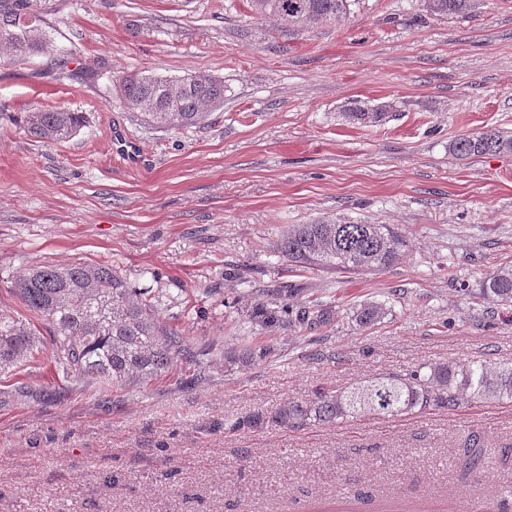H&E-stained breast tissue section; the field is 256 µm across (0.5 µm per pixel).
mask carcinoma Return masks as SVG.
I'll use <instances>...</instances> for the list:
<instances>
[{
	"mask_svg": "<svg viewBox=\"0 0 512 512\" xmlns=\"http://www.w3.org/2000/svg\"><path fill=\"white\" fill-rule=\"evenodd\" d=\"M36 0H0V49L24 60L43 52L46 33L29 24ZM471 0H422L435 14L465 12ZM259 18L280 19L294 29L334 21L347 13L349 0H247ZM177 93H169L171 85ZM124 105L158 128L178 130L205 122L207 109L224 103V80L198 73L167 77L143 72L115 79ZM79 112L65 109L29 111L21 126L46 144L71 138L82 126ZM457 159L512 152V135L488 130L461 135L448 145ZM405 240L383 224H338L316 219L292 224L275 242L274 251L299 267L368 274L389 269L402 256ZM23 306L52 328L54 363L64 378L98 377L114 385L151 378L170 367L186 349L183 336L160 320L157 306L141 290L104 264L40 265L16 285ZM478 295L512 305V268H502L481 281ZM386 314L383 304L368 301L354 311L355 322L369 326ZM37 345L31 323L0 316V373L8 372ZM512 402V363L491 367L476 360L435 362L404 375L387 374L343 390L320 392L308 401H290L262 409L235 423L238 429L269 426L300 428L364 415L395 418L430 406L451 408L465 401ZM481 438L468 437L459 449L461 475L482 461ZM512 485L478 505V512H509Z\"/></svg>",
	"mask_w": 512,
	"mask_h": 512,
	"instance_id": "1",
	"label": "carcinoma"
}]
</instances>
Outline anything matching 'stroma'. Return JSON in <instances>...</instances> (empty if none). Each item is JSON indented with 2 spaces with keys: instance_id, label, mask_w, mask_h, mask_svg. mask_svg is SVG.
Instances as JSON below:
<instances>
[{
  "instance_id": "obj_1",
  "label": "stroma",
  "mask_w": 512,
  "mask_h": 512,
  "mask_svg": "<svg viewBox=\"0 0 512 512\" xmlns=\"http://www.w3.org/2000/svg\"><path fill=\"white\" fill-rule=\"evenodd\" d=\"M474 3L437 16L351 0L290 31L246 0H39L47 51L0 58V314L28 319L14 285L29 268L104 263L147 289L189 352L120 386L62 379L36 321L38 347L0 374V512H312L358 493L360 512H458L512 483L509 402L234 428L425 362H512V307L476 293L512 267V154L448 152L466 132L512 131V0ZM122 71L217 76L224 103L157 128L120 103ZM356 107L385 117L351 122ZM56 108L84 116L64 142L19 124ZM317 217L391 225L406 251L362 275L273 253ZM283 286L329 319L253 321ZM367 300L387 313L362 328L352 309ZM246 336L269 355L225 362ZM473 432L486 465L464 479L454 457Z\"/></svg>"
}]
</instances>
